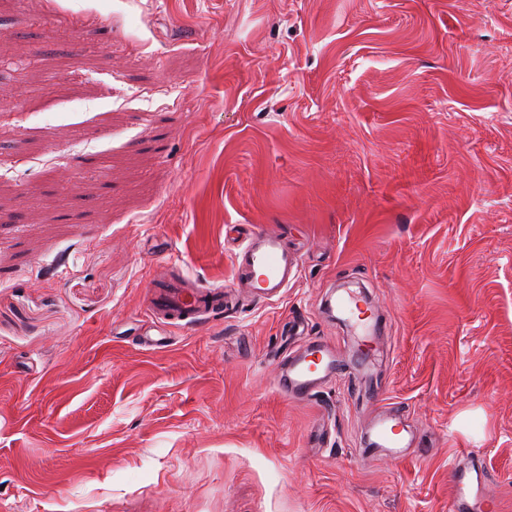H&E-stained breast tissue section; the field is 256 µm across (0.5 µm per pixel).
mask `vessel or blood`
Instances as JSON below:
<instances>
[{
  "instance_id": "1",
  "label": "vessel or blood",
  "mask_w": 512,
  "mask_h": 512,
  "mask_svg": "<svg viewBox=\"0 0 512 512\" xmlns=\"http://www.w3.org/2000/svg\"><path fill=\"white\" fill-rule=\"evenodd\" d=\"M235 259L251 274L246 288L263 300L279 296L297 272V263L284 248L281 237L260 226L249 228ZM146 311L154 329L145 333L140 344L150 349L163 348L169 344V326L194 328L223 313L224 289L193 283L186 276L157 278L146 290ZM286 361L287 372L276 379V389L293 399L306 400L318 393L334 373L336 348L327 341L315 340L307 348L290 352ZM378 419L380 441L390 448L399 447L392 411L382 408ZM450 482V512H498V501L490 499L483 484L473 483L462 470L452 469Z\"/></svg>"
}]
</instances>
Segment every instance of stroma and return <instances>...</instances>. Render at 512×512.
Instances as JSON below:
<instances>
[{
    "instance_id": "1",
    "label": "stroma",
    "mask_w": 512,
    "mask_h": 512,
    "mask_svg": "<svg viewBox=\"0 0 512 512\" xmlns=\"http://www.w3.org/2000/svg\"><path fill=\"white\" fill-rule=\"evenodd\" d=\"M247 225L284 296L135 345L156 263L230 284ZM464 449L512 512V0H0V512H448ZM282 360L287 361V372L275 380V388L283 394L306 400L314 396L336 369V346L325 341H310L306 349L289 351ZM378 436L380 441L388 448H400L401 441L397 437L398 424L395 421L392 411L388 407H383L378 412ZM379 444L380 446H384Z\"/></svg>"
}]
</instances>
